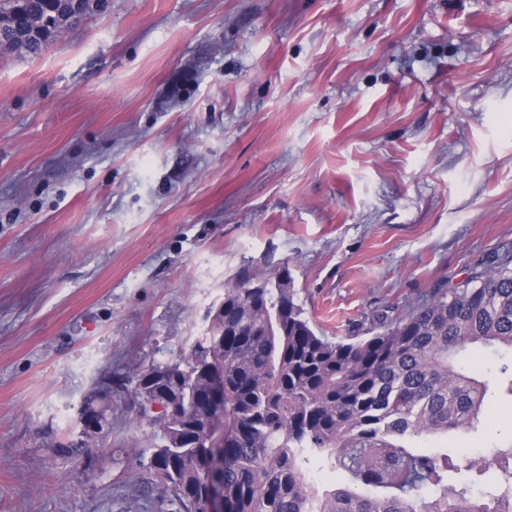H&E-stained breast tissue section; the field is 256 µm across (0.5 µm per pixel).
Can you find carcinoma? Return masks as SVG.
<instances>
[{
    "label": "carcinoma",
    "instance_id": "1",
    "mask_svg": "<svg viewBox=\"0 0 512 512\" xmlns=\"http://www.w3.org/2000/svg\"><path fill=\"white\" fill-rule=\"evenodd\" d=\"M56 12L51 0H0V22L35 20L9 49L39 53L56 37ZM220 305L178 360L151 365L155 379L135 389L136 424L154 438L148 484L177 512H204L214 455L224 461V512H512V442L465 476L453 451L405 443L474 431L490 393L512 396V362L492 383L460 361L481 348L512 355V263L491 260L352 343L316 334L286 265L241 266ZM217 377L224 447L206 448ZM159 394L179 396L180 411L148 416Z\"/></svg>",
    "mask_w": 512,
    "mask_h": 512
}]
</instances>
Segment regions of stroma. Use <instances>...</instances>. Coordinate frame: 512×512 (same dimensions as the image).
<instances>
[{
    "instance_id": "obj_1",
    "label": "stroma",
    "mask_w": 512,
    "mask_h": 512,
    "mask_svg": "<svg viewBox=\"0 0 512 512\" xmlns=\"http://www.w3.org/2000/svg\"><path fill=\"white\" fill-rule=\"evenodd\" d=\"M497 258L512 0H109L0 51V512H174L135 386L242 264L287 265L345 341ZM510 436L502 394L416 444L465 468Z\"/></svg>"
}]
</instances>
